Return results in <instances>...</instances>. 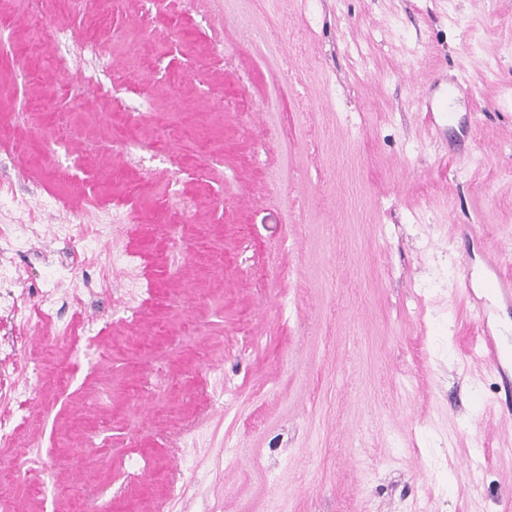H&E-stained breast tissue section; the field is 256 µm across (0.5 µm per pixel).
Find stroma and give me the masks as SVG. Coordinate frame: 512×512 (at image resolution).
<instances>
[{
  "label": "stroma",
  "mask_w": 512,
  "mask_h": 512,
  "mask_svg": "<svg viewBox=\"0 0 512 512\" xmlns=\"http://www.w3.org/2000/svg\"><path fill=\"white\" fill-rule=\"evenodd\" d=\"M208 23L134 13L99 0L75 16L65 0H0L10 26L40 39L0 54V190L24 210L0 225L29 232L0 246V282L25 316L0 311L14 365L49 359L31 395L40 421L0 446V489L26 512H180L167 481L195 431L185 498L212 512H501L512 500V398L483 370L461 261L493 254L512 273V0H203ZM101 37L126 59L137 107L155 93L154 128L112 120L97 98L73 103L65 67H47L57 29ZM224 60L198 70L205 48ZM466 85L451 126L413 100L429 78ZM30 104L28 128L11 114ZM472 127L474 136L460 134ZM137 137L169 147L149 170L91 148ZM81 168L58 180L52 142ZM268 143L258 151V143ZM192 162L185 201L166 197ZM279 179H270V170ZM57 207H47L49 198ZM134 208L113 248L134 266L84 263L68 200ZM484 225L472 239L466 225ZM181 242L171 262V238ZM57 302L49 319L43 289ZM82 291L83 303L68 300ZM99 351L96 364L83 356ZM233 393L212 403L210 367ZM159 373L167 387L141 390ZM237 454L225 456V441ZM152 462L128 481L126 457Z\"/></svg>",
  "instance_id": "obj_1"
}]
</instances>
